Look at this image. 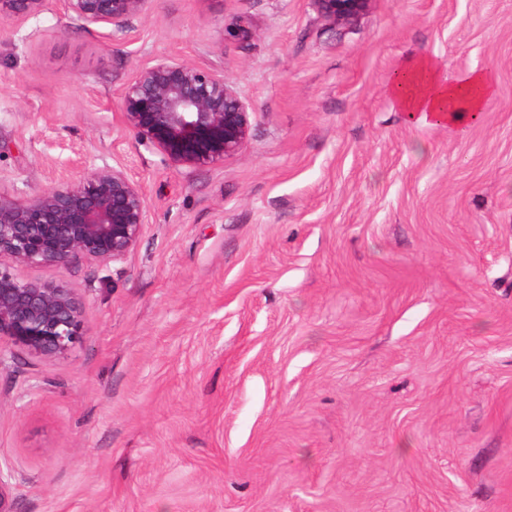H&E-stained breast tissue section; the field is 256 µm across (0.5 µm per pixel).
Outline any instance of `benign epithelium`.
Segmentation results:
<instances>
[{
  "label": "benign epithelium",
  "mask_w": 512,
  "mask_h": 512,
  "mask_svg": "<svg viewBox=\"0 0 512 512\" xmlns=\"http://www.w3.org/2000/svg\"><path fill=\"white\" fill-rule=\"evenodd\" d=\"M45 0H0V16L26 17ZM369 0H314L333 25L357 19ZM153 0H63L64 12L89 25L121 31L150 11ZM123 124L138 142L175 166H219L240 153L250 112L224 74L161 58L139 69L121 93ZM148 223L140 186L114 167H101L53 184L20 204L0 194V364L10 344L45 359L67 356L84 336L82 311L61 283L23 279L17 266L67 270L83 259L123 261ZM6 257L10 263L1 262Z\"/></svg>",
  "instance_id": "obj_1"
}]
</instances>
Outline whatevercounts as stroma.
I'll list each match as a JSON object with an SVG mask.
<instances>
[{"label":"stroma","mask_w":512,"mask_h":512,"mask_svg":"<svg viewBox=\"0 0 512 512\" xmlns=\"http://www.w3.org/2000/svg\"><path fill=\"white\" fill-rule=\"evenodd\" d=\"M411 54L487 74L479 122L406 125ZM168 57L251 110L223 165L172 166L120 94ZM103 165L148 222L64 281L85 336L0 366L17 512H512V0H156L126 30L45 0L0 19V192ZM318 11L331 24L346 25L357 19L370 0H313Z\"/></svg>","instance_id":"obj_1"}]
</instances>
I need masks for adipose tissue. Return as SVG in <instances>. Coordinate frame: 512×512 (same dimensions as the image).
<instances>
[{
	"label": "adipose tissue",
	"mask_w": 512,
	"mask_h": 512,
	"mask_svg": "<svg viewBox=\"0 0 512 512\" xmlns=\"http://www.w3.org/2000/svg\"><path fill=\"white\" fill-rule=\"evenodd\" d=\"M386 91L406 123L425 120L433 125L459 126L482 113L495 88L486 74L477 71L457 82H446L433 60L416 55L390 75Z\"/></svg>",
	"instance_id": "1"
}]
</instances>
